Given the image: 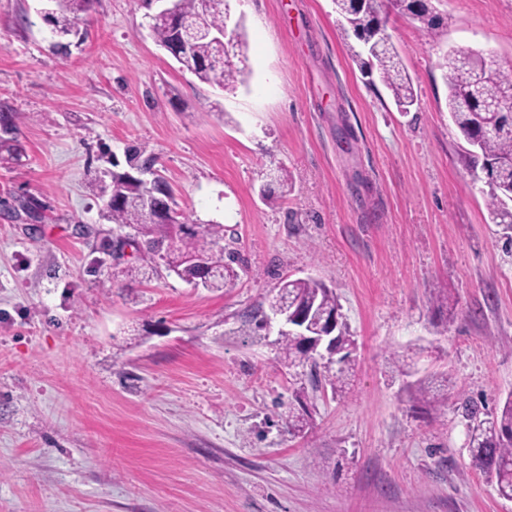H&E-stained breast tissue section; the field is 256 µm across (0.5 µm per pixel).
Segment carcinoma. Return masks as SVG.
Returning a JSON list of instances; mask_svg holds the SVG:
<instances>
[{"label":"carcinoma","instance_id":"cac0c4a2","mask_svg":"<svg viewBox=\"0 0 512 512\" xmlns=\"http://www.w3.org/2000/svg\"><path fill=\"white\" fill-rule=\"evenodd\" d=\"M55 8L45 15L53 32L61 37L78 28L92 0H51ZM398 13L409 15L423 25L429 36L436 33L439 18L432 14L424 0H390ZM336 12L356 32L357 39L368 45L365 65L377 67L379 77L391 92L402 111H409L416 101L409 76L400 68L398 52L391 40L375 38V24H389V15L382 9V0H334ZM224 0H176L168 16L152 17L151 31L160 46L170 48L176 34L189 24L187 36L191 52L177 58L183 69L200 81L224 89H235L247 81L249 70L239 68L229 56H237L245 41L242 33L224 45L209 37L214 30L224 28ZM438 66L445 72L448 83V111L463 140L479 147L483 163L491 166L492 180L488 215L494 224H512V119L502 111L512 90V65L503 67L462 50H451L440 58ZM102 193L108 195L104 208L107 218L121 228L134 231L140 239L136 248L184 282L203 277L205 261L219 267L205 287L222 289L234 283L237 273L231 266L235 252L224 247V225L196 224L175 209L172 195L156 198L147 184L134 180L128 173L110 172V183ZM270 309L293 307L310 314L309 333L321 329L324 317L339 310L336 295L322 281L311 277L284 279L269 301ZM352 341L346 332L338 331L337 348L342 355L340 367L329 380L333 389L343 388L349 373ZM282 359L297 367L314 359L311 349L299 337L283 333L279 338ZM465 415L474 426L469 428V448L476 466L493 475L500 495L512 499V396L502 408L479 418L475 405L464 406Z\"/></svg>","mask_w":512,"mask_h":512}]
</instances>
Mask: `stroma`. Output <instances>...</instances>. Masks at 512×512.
I'll return each mask as SVG.
<instances>
[{"label":"stroma","mask_w":512,"mask_h":512,"mask_svg":"<svg viewBox=\"0 0 512 512\" xmlns=\"http://www.w3.org/2000/svg\"><path fill=\"white\" fill-rule=\"evenodd\" d=\"M49 7L0 0L18 151L0 164V512H512L459 408L512 393V230L488 217L438 66L511 63L512 0H429L432 39L390 11L407 112L352 59L333 0H230L251 71L233 91L179 68L145 0H93L64 38ZM130 145L178 209L223 224L233 287L115 257L94 180ZM307 276L354 340L340 395L335 364L287 366L245 329ZM437 376L444 408L416 399Z\"/></svg>","instance_id":"35a3bbf8"}]
</instances>
